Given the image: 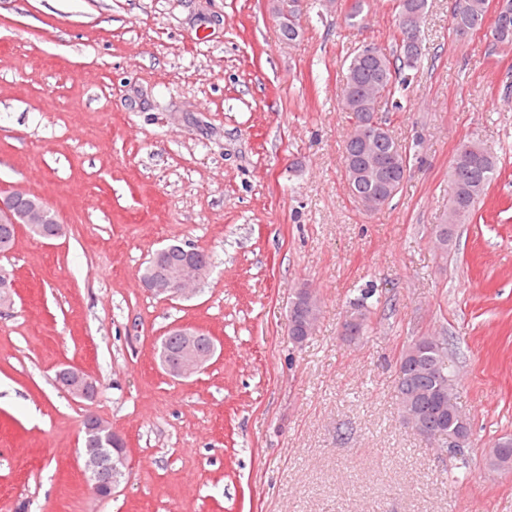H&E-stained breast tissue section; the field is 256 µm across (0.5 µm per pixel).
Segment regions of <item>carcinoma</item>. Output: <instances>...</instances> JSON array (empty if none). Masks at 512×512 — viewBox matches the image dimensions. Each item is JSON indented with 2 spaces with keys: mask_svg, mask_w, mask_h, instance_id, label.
<instances>
[{
  "mask_svg": "<svg viewBox=\"0 0 512 512\" xmlns=\"http://www.w3.org/2000/svg\"><path fill=\"white\" fill-rule=\"evenodd\" d=\"M464 9L451 22L453 32L463 35L486 25L490 0H463ZM428 0H396V13L412 16V28L404 32L395 50L378 49L375 56L353 53L347 59L343 75L340 105L354 118L374 115L382 105L400 108L398 90L411 81L422 56L421 25L428 13ZM491 26L499 29L496 44H512V0H499ZM343 146V176L353 180L359 203L371 212L388 208L410 176V148L394 138L380 121L371 132L359 138L346 136ZM498 156L478 139H467L458 147L450 164L454 192L448 200L443 226L448 234L465 224L478 203L498 176ZM17 227L0 224V254L15 244ZM427 364H440L443 373L425 374ZM398 365L401 375L395 379L396 400L400 411L413 408L432 419L444 434L459 430L469 432V423L459 411L454 389L455 374L448 364V349L439 336H419L402 350ZM487 465L507 464L512 467V437L503 436L489 449Z\"/></svg>",
  "mask_w": 512,
  "mask_h": 512,
  "instance_id": "obj_1",
  "label": "carcinoma"
}]
</instances>
